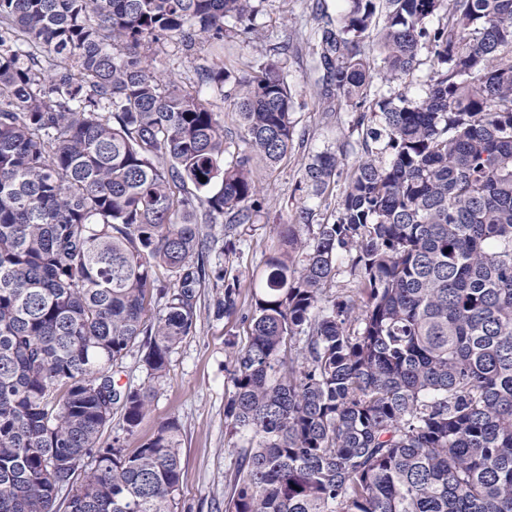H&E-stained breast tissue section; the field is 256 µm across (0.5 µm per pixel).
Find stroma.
I'll return each mask as SVG.
<instances>
[{
    "label": "stroma",
    "instance_id": "stroma-1",
    "mask_svg": "<svg viewBox=\"0 0 512 512\" xmlns=\"http://www.w3.org/2000/svg\"><path fill=\"white\" fill-rule=\"evenodd\" d=\"M316 6L315 0H260L253 29L224 48L225 62L242 76L249 66L279 57V46L287 37L301 41L298 51L283 58L296 101L293 148L276 169L255 164V176L264 188L257 219L238 227L235 251L223 254L216 250L210 255L212 264L231 269L240 279L237 314L228 318L215 315V303L224 294V284L209 281L199 293L195 330L172 351L164 378L156 380L148 374L136 348L113 369L117 389L150 386L155 397L135 432H127L122 415L117 412L103 438L119 441L122 448L131 452L160 424L176 421L182 454L178 512H224L238 452L246 444L245 438L231 432L224 414L232 390L226 370L227 344L232 341L242 347L249 340L247 315L253 284L265 270L278 225L291 222L303 206L324 212L336 206L335 196L310 200L298 190L304 163L313 154L338 150L345 141L356 138L351 128L337 125L335 118L324 112L310 70L305 39L318 24ZM150 53L160 72L184 83L193 78L196 67L211 63L214 58L209 43H201L188 52L173 38L152 44Z\"/></svg>",
    "mask_w": 512,
    "mask_h": 512
}]
</instances>
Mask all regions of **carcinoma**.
Listing matches in <instances>:
<instances>
[{
  "label": "carcinoma",
  "mask_w": 512,
  "mask_h": 512,
  "mask_svg": "<svg viewBox=\"0 0 512 512\" xmlns=\"http://www.w3.org/2000/svg\"><path fill=\"white\" fill-rule=\"evenodd\" d=\"M346 2L310 55L336 120L357 110L366 137L345 176L342 148L304 164L309 197L345 177L338 207L278 226L249 341L230 345L226 418L247 446L225 512H512V0ZM257 13L0 0V512H57L74 484L65 512H177L175 421L131 454L102 445L113 409L131 433L152 399L112 369L138 344L163 378L212 279L217 313H236L239 278L208 264L214 224L227 250L254 223L253 157L292 149L294 94L279 60L240 78L203 65L192 92L148 50L221 52ZM424 52L422 94H375ZM202 89L233 99L248 152L224 159Z\"/></svg>",
  "instance_id": "1"
}]
</instances>
